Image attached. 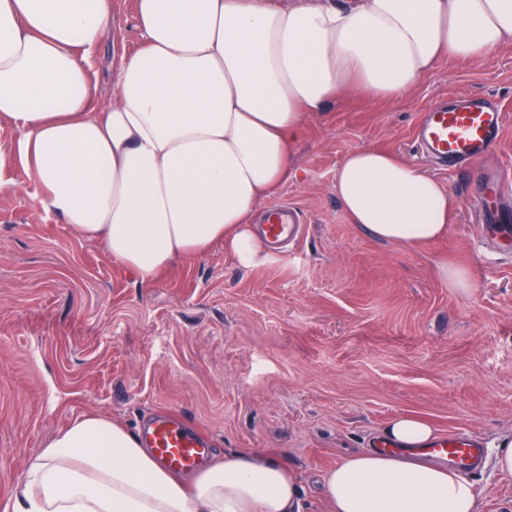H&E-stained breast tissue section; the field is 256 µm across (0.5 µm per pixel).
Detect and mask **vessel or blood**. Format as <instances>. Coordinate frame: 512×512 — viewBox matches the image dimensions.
<instances>
[{
    "label": "vessel or blood",
    "instance_id": "1",
    "mask_svg": "<svg viewBox=\"0 0 512 512\" xmlns=\"http://www.w3.org/2000/svg\"><path fill=\"white\" fill-rule=\"evenodd\" d=\"M503 127V112L497 104L466 95L453 102L432 104L414 130V139L422 153L451 167L477 165L491 150ZM301 218L290 207L271 209L263 226L266 243L275 244L298 234ZM139 437L159 461L175 471L198 466L210 451L206 438L190 429L180 416L162 411L140 429ZM429 456L448 462L461 473L476 469L481 457L480 442L471 436L440 434L431 442Z\"/></svg>",
    "mask_w": 512,
    "mask_h": 512
}]
</instances>
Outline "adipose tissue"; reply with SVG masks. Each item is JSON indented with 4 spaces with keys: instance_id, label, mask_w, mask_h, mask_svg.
<instances>
[{
    "instance_id": "ef3b65f1",
    "label": "adipose tissue",
    "mask_w": 512,
    "mask_h": 512,
    "mask_svg": "<svg viewBox=\"0 0 512 512\" xmlns=\"http://www.w3.org/2000/svg\"><path fill=\"white\" fill-rule=\"evenodd\" d=\"M114 0H0V192L27 196L102 243L137 282L215 241L241 266L271 253L259 206L291 175L307 117L346 93L396 102L446 58L512 42V0H134L137 49L100 99L90 58ZM25 177L16 180L13 167ZM351 223L419 246L448 232L455 203L393 152L336 168ZM323 474L331 512H477L472 482L420 456L435 430L411 415ZM5 512H302L294 469L243 449L189 475L163 466L110 417L83 414L46 439Z\"/></svg>"
}]
</instances>
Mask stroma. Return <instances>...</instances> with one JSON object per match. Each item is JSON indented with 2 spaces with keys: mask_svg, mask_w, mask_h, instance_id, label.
<instances>
[{
  "mask_svg": "<svg viewBox=\"0 0 512 512\" xmlns=\"http://www.w3.org/2000/svg\"><path fill=\"white\" fill-rule=\"evenodd\" d=\"M132 0L92 58L100 98L138 46ZM477 95L506 125L487 163L512 169V44L474 62L441 61L396 103L349 95L313 114L292 146L297 175L272 205L299 209L302 238L245 268L215 243L152 284L136 283L101 243L0 193V506L43 441L100 413L138 430L158 408L181 413L216 452L254 448L298 473L305 512H330L321 477L401 414L493 449L512 438V238L481 209L483 170L463 178L418 149L414 129L440 100ZM393 151L457 201L447 236L418 248L349 222L334 174L350 152ZM448 262L472 288L449 287ZM479 512H512V474L468 475Z\"/></svg>",
  "mask_w": 512,
  "mask_h": 512,
  "instance_id": "1",
  "label": "stroma"
}]
</instances>
